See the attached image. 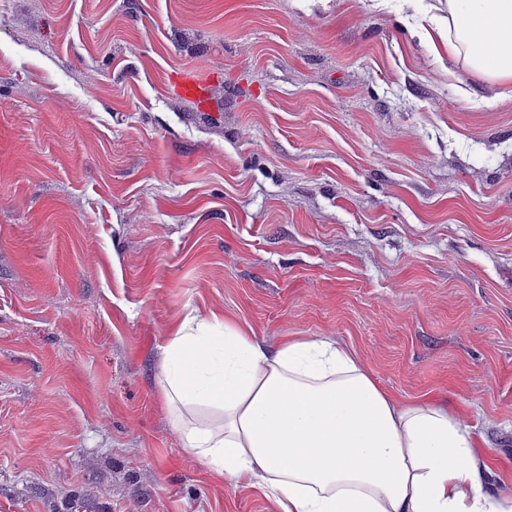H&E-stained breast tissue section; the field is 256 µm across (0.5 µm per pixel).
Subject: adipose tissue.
Returning <instances> with one entry per match:
<instances>
[{
	"label": "adipose tissue",
	"mask_w": 512,
	"mask_h": 512,
	"mask_svg": "<svg viewBox=\"0 0 512 512\" xmlns=\"http://www.w3.org/2000/svg\"><path fill=\"white\" fill-rule=\"evenodd\" d=\"M420 38L512 93V0H445ZM160 383L184 447L278 512H512L486 493L489 455L464 418L400 401L346 344L269 348L218 316L185 319Z\"/></svg>",
	"instance_id": "obj_1"
}]
</instances>
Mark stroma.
<instances>
[{"instance_id": "1", "label": "stroma", "mask_w": 512, "mask_h": 512, "mask_svg": "<svg viewBox=\"0 0 512 512\" xmlns=\"http://www.w3.org/2000/svg\"><path fill=\"white\" fill-rule=\"evenodd\" d=\"M415 24L0 0V512H274L171 423L161 348L211 311L446 398L512 487V95Z\"/></svg>"}]
</instances>
